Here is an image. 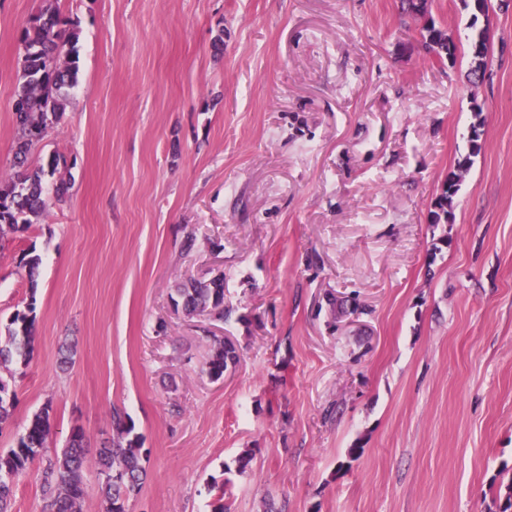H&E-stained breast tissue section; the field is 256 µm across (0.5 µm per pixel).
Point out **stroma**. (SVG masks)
Here are the masks:
<instances>
[{
	"label": "stroma",
	"instance_id": "35a3bbf8",
	"mask_svg": "<svg viewBox=\"0 0 512 512\" xmlns=\"http://www.w3.org/2000/svg\"><path fill=\"white\" fill-rule=\"evenodd\" d=\"M47 8L76 24L80 62L33 153L59 157L66 197L0 239V334L36 313L0 450L52 408L11 512H51L47 457L77 428L95 456L115 408L148 452L131 512H212L226 480L229 512H495L491 486L512 482V0L476 20V86L461 0L420 17L399 0H0V175L19 32ZM431 23L455 58L425 50ZM456 171L450 219L430 223ZM218 272L229 317L175 308L177 285ZM224 338L239 362L215 381ZM489 55V37L487 28H480L469 39L470 67L467 78L471 84H476L479 74L482 81L485 76L487 58Z\"/></svg>",
	"mask_w": 512,
	"mask_h": 512
}]
</instances>
